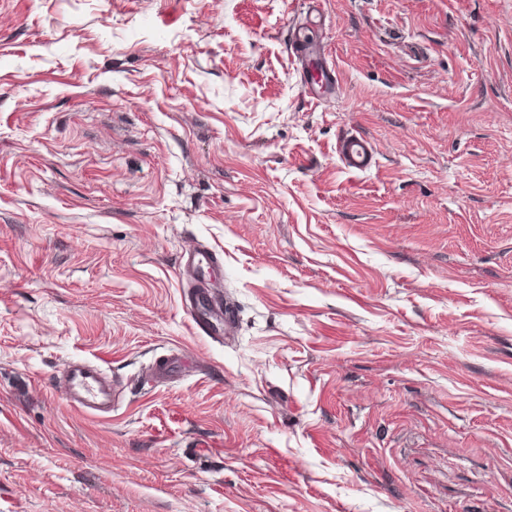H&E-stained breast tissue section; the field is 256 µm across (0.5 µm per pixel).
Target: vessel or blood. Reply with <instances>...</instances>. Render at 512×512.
<instances>
[{"label":"vessel or blood","instance_id":"1","mask_svg":"<svg viewBox=\"0 0 512 512\" xmlns=\"http://www.w3.org/2000/svg\"><path fill=\"white\" fill-rule=\"evenodd\" d=\"M342 165L351 171H366L374 162V150L369 140L363 137H348L337 146ZM190 316L196 330L213 336L218 332L217 319H230L229 310L212 296L209 285L194 281L188 295ZM64 384L68 390L69 403L77 411L102 417L112 411L116 398V386L101 368L77 363L69 367Z\"/></svg>","mask_w":512,"mask_h":512}]
</instances>
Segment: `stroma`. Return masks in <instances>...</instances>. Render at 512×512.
Returning a JSON list of instances; mask_svg holds the SVG:
<instances>
[{
    "label": "stroma",
    "mask_w": 512,
    "mask_h": 512,
    "mask_svg": "<svg viewBox=\"0 0 512 512\" xmlns=\"http://www.w3.org/2000/svg\"><path fill=\"white\" fill-rule=\"evenodd\" d=\"M0 512H512V0H0ZM342 165L351 171H366L375 163L374 150L369 140L363 137H347L337 145ZM201 254L204 253L198 251L184 255L181 268L183 275L192 280L188 303L190 316L196 330L206 336H216L219 329L215 321H218V317L223 318L225 331L231 322V313L222 303L213 298L211 288L207 283L194 279L193 272L200 261L197 256ZM63 380L75 410L97 417L112 412L116 386L98 366L76 363L69 367Z\"/></svg>",
    "instance_id": "1"
}]
</instances>
